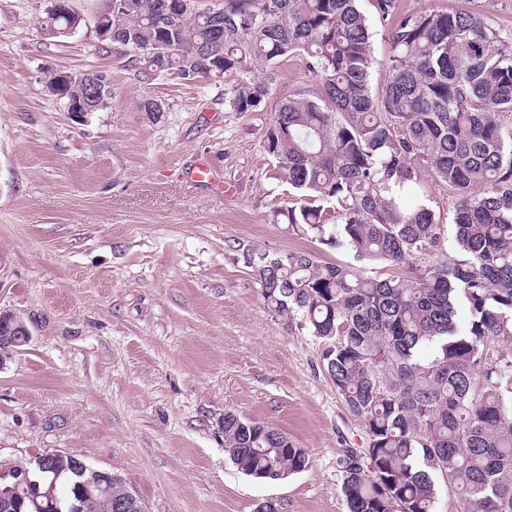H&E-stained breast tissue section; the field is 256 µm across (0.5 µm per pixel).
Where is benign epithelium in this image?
Returning <instances> with one entry per match:
<instances>
[{"instance_id":"benign-epithelium-1","label":"benign epithelium","mask_w":512,"mask_h":512,"mask_svg":"<svg viewBox=\"0 0 512 512\" xmlns=\"http://www.w3.org/2000/svg\"><path fill=\"white\" fill-rule=\"evenodd\" d=\"M50 11L67 18L63 27L54 30V35L57 37L71 36L81 24L82 18L70 13L67 0H51ZM56 77L57 86L60 88L73 80L85 83V97L76 101L69 99L65 102L67 112L78 121L86 120L94 106L109 103L112 87L106 76L100 78L87 72L84 74L58 72ZM31 341L32 331L22 317L0 311V366L13 355L25 350ZM62 459H64L62 455L42 453L33 456L18 472L8 467L0 470V478L14 479L11 484L0 487V503L4 508L10 509L28 501L33 506L34 512H49L57 507L55 486L51 485L43 491L38 482L31 479L30 474L57 469ZM73 471L78 477L76 485L79 486V492L97 493L107 504V512H144L131 489H126L121 496H112V485L125 482L121 475L94 468L82 462L74 466Z\"/></svg>"}]
</instances>
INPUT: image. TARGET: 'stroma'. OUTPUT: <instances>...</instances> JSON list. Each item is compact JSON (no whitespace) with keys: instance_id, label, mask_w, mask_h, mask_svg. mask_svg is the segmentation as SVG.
Listing matches in <instances>:
<instances>
[{"instance_id":"35a3bbf8","label":"stroma","mask_w":512,"mask_h":512,"mask_svg":"<svg viewBox=\"0 0 512 512\" xmlns=\"http://www.w3.org/2000/svg\"><path fill=\"white\" fill-rule=\"evenodd\" d=\"M397 15L450 6L481 14L512 37V0H396ZM49 0H0V309L23 317L33 341L0 367V460L23 465L64 451L120 474L144 512H347L339 465L364 451L361 421L337 394L324 344L267 309L246 249L305 250L355 264L272 221L294 191L273 179L264 149L283 97L314 94L302 57L253 74L268 86L250 112L224 92L242 73L189 83L175 71L144 77L102 51L96 16L109 0H72L83 22L45 38ZM378 60L388 78L389 27L374 0ZM107 71L110 106L78 122L46 87L48 73ZM163 105L149 120L139 104ZM210 159L225 192L187 174ZM455 200L431 190L445 227L436 258L460 259ZM274 426L310 466L278 482L255 480L224 453V414Z\"/></svg>"}]
</instances>
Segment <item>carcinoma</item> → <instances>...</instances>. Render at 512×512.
Here are the masks:
<instances>
[{
	"label": "carcinoma",
	"mask_w": 512,
	"mask_h": 512,
	"mask_svg": "<svg viewBox=\"0 0 512 512\" xmlns=\"http://www.w3.org/2000/svg\"><path fill=\"white\" fill-rule=\"evenodd\" d=\"M157 2L112 0L109 11L112 52L148 77L174 70L195 82L305 57L319 92L284 98L264 144L305 202L275 222L390 269L306 251L244 255L267 308L325 342V369L366 429L368 448L340 459L348 512H436L442 487L465 512H512V370L488 349L512 336V135L498 122L512 112V41L455 7L401 17L375 95L371 24L357 0H224L221 13L195 17L179 0H167V15ZM267 94L246 79L228 103L249 112ZM422 167L456 198L453 263L431 260L444 229ZM224 452L265 482L310 465L285 434L231 411ZM37 480L55 483L69 512L72 470Z\"/></svg>",
	"instance_id": "cac0c4a2"
}]
</instances>
